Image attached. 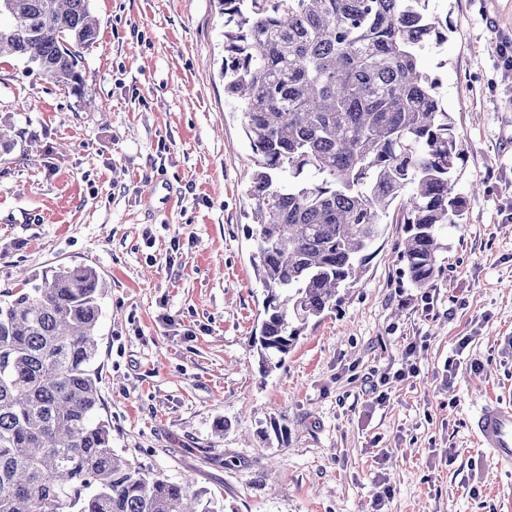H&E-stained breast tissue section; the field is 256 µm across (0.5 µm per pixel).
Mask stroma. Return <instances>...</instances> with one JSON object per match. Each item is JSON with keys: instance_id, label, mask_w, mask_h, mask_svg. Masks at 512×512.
Here are the masks:
<instances>
[{"instance_id": "35a3bbf8", "label": "stroma", "mask_w": 512, "mask_h": 512, "mask_svg": "<svg viewBox=\"0 0 512 512\" xmlns=\"http://www.w3.org/2000/svg\"><path fill=\"white\" fill-rule=\"evenodd\" d=\"M91 7L80 95L0 58L15 143L0 156V291L61 265L106 281L95 366L115 453L221 512H372L385 483L384 512H512V474L471 431L488 396L512 402V70L495 53L512 0H429L453 29L422 61L468 149L436 287L400 275L389 212L361 282L266 374L251 151L224 95L215 2Z\"/></svg>"}]
</instances>
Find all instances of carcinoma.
<instances>
[{"label":"carcinoma","instance_id":"cac0c4a2","mask_svg":"<svg viewBox=\"0 0 512 512\" xmlns=\"http://www.w3.org/2000/svg\"><path fill=\"white\" fill-rule=\"evenodd\" d=\"M224 94L249 142L246 227L264 291L262 373L363 277L396 205L397 263L437 285L467 148L422 52L448 41L429 0H216ZM0 56L58 87L85 84L90 0H0ZM0 293V512H219L188 483L133 466L101 414L98 326L106 283L59 266Z\"/></svg>","mask_w":512,"mask_h":512}]
</instances>
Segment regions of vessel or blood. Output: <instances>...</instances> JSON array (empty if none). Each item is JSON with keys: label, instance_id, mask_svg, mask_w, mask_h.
I'll use <instances>...</instances> for the list:
<instances>
[{"label": "vessel or blood", "instance_id": "1", "mask_svg": "<svg viewBox=\"0 0 512 512\" xmlns=\"http://www.w3.org/2000/svg\"><path fill=\"white\" fill-rule=\"evenodd\" d=\"M472 429L481 447L495 456L500 470L512 471V404L489 399L476 415Z\"/></svg>", "mask_w": 512, "mask_h": 512}]
</instances>
